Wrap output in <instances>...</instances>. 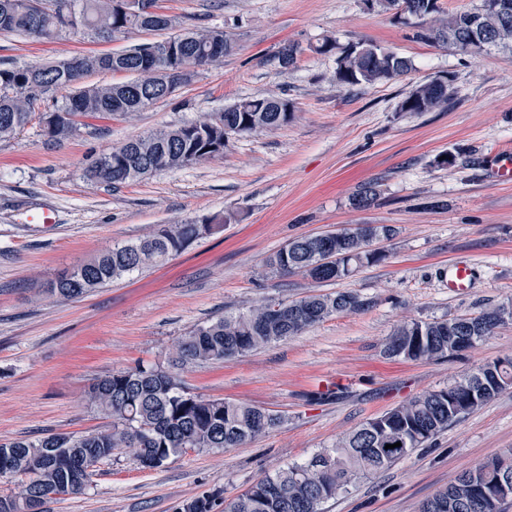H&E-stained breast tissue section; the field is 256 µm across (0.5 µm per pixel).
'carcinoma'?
Masks as SVG:
<instances>
[{"instance_id":"carcinoma-1","label":"carcinoma","mask_w":512,"mask_h":512,"mask_svg":"<svg viewBox=\"0 0 512 512\" xmlns=\"http://www.w3.org/2000/svg\"><path fill=\"white\" fill-rule=\"evenodd\" d=\"M112 0H0V32H23L49 39L64 32L62 18L81 19L82 28L97 34H125L131 30L166 31L174 22L150 12L156 0H134L138 8L112 13ZM369 9L391 12L403 24L422 32L413 37L432 44L452 45L466 52L474 39L491 48L512 49V11L502 12L498 0H477L473 8L439 18V0H364ZM183 55L171 58L166 45L180 38ZM232 40L222 30L197 29L177 33L147 45L94 55H77L45 66L0 68V139L23 129L36 106L52 91L67 89L90 72L130 73L137 78L116 84L83 88L44 116L52 138L70 134L75 117L130 114L170 97L188 83L180 74L186 65L214 63L210 49ZM337 49L326 37L313 48L318 54ZM339 50V49H337ZM301 49L294 43L278 51L281 68L295 66ZM412 61L371 42L351 44L336 57V81L346 86L373 85L406 76ZM451 76H429L416 84L400 102L402 112H433L448 106ZM293 103L285 97L254 96L224 108L219 119L137 136L112 148L87 171V178L117 187L164 170L180 169L224 154V134L257 133L288 124ZM227 219L214 215L201 222L164 227L145 238L117 244L90 260L66 270L50 281L45 292L60 299H76L112 280L143 267L162 265L183 251L194 239L209 234ZM395 234L389 225L363 224L342 230L328 239L300 237L277 251L267 266L280 274L302 273L317 282L350 276L364 264L383 255L365 249L372 240ZM281 314L269 319L259 304L238 316L200 325L184 337L166 367L136 364L96 379L87 401L101 410L107 429L85 434L54 433L31 440L0 443L12 452V476L25 480L22 494L0 495V512H23L30 498L39 500L41 512L58 496L80 495L93 471L78 484L67 483L45 452L69 448L96 465L121 451H129L140 467L155 469L187 450L236 448L274 428L279 417L244 402L207 398L195 394L175 370L190 365L220 362L258 348L279 343L325 319L367 308L370 302L354 291L308 294L280 301ZM505 307L495 306L475 316L404 323L390 338L386 352L404 360L442 359L458 356L505 323ZM495 374L479 380L476 374L438 390L426 391L408 402L368 419L311 460L267 475L230 504L229 512H323V505L357 480L368 478L409 455L433 439L462 415L512 388V359L494 362ZM401 446H395V443ZM393 448L388 449L386 445ZM512 485V452L496 455L461 472L448 486L424 501L419 512H503L508 499L497 494L498 485ZM190 512H215L217 495L204 494L186 504Z\"/></svg>"}]
</instances>
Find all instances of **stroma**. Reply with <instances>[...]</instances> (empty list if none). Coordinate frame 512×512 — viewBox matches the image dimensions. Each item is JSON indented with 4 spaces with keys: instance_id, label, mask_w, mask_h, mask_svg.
<instances>
[{
    "instance_id": "1",
    "label": "stroma",
    "mask_w": 512,
    "mask_h": 512,
    "mask_svg": "<svg viewBox=\"0 0 512 512\" xmlns=\"http://www.w3.org/2000/svg\"><path fill=\"white\" fill-rule=\"evenodd\" d=\"M177 29L219 28L234 50L196 69L171 97L127 116L86 117L64 138L39 119L0 140V442L103 429L86 400L95 378L138 363L167 365L197 325L251 306L311 293L354 291L368 308L339 314L288 340L181 372L191 391L263 407L281 417L239 448L191 451L157 469L131 454L98 464L83 494L50 512H179L221 492L232 501L252 484L334 447L361 423L480 366L512 357V321L461 355L395 361L384 353L410 320L474 316L512 302V182L491 178L512 148V50L468 55L416 41L392 14L364 0H158ZM362 40L408 57L413 71L374 85L335 79L325 37ZM131 31L55 39L0 32V65H46L162 40ZM298 44L296 66L276 55ZM452 75L447 109L403 112L425 77ZM278 95L294 104L286 125L232 135L222 156L158 172L119 188L90 181L102 154L127 140L212 118L240 99ZM456 162L438 166L441 154ZM375 202L354 208L365 183ZM50 210L51 224L33 222ZM224 214L228 221L161 267L134 272L82 298L48 296L59 273L112 247L173 224ZM393 226L380 262L317 283L271 271L266 259L294 238ZM474 268L473 284L449 294L450 263ZM512 451V389L448 427L378 475L327 502L324 512H417L455 476Z\"/></svg>"
}]
</instances>
